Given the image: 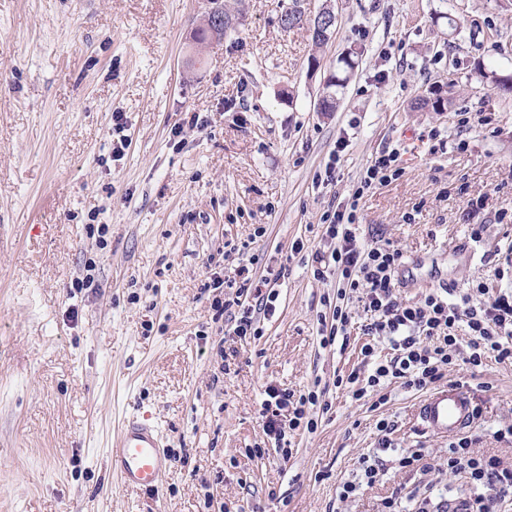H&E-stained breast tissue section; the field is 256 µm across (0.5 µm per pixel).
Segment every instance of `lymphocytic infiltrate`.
Masks as SVG:
<instances>
[{"label": "lymphocytic infiltrate", "instance_id": "1", "mask_svg": "<svg viewBox=\"0 0 512 512\" xmlns=\"http://www.w3.org/2000/svg\"><path fill=\"white\" fill-rule=\"evenodd\" d=\"M401 174L399 149L377 152L348 196L322 214V237L328 246L311 254L314 279L336 281V299L329 306L331 316L320 329L322 344L331 345L337 337L347 336L351 323L348 302L354 298L369 315L362 327L364 335L385 338L391 345L392 355L384 359L376 357L373 346H363L364 357L373 361L367 379H360L355 372L337 377V387L351 389L358 400L392 382L417 391L429 389L446 377L449 365L458 360L454 352L461 344L466 351L460 360L470 369L483 367L489 360L512 362L511 288L489 298L481 283L460 296L445 285L410 303L399 293L402 251L388 243L371 247L360 243L357 212L362 198ZM287 273L288 266L282 263L267 267L256 279L243 265L237 268L235 278L213 281V288L226 290L214 306L223 314L229 335L242 339L261 335L260 320L275 312V286ZM463 334L468 337L464 344L459 341ZM318 402L317 392L296 396L288 389L267 385L260 412L262 427L282 458L292 454L289 435L316 431L318 421L308 410ZM473 443L469 436L449 443L448 468L467 473L475 485L477 493L468 501L470 512H500L501 501L512 491V466L493 456L474 454Z\"/></svg>", "mask_w": 512, "mask_h": 512}]
</instances>
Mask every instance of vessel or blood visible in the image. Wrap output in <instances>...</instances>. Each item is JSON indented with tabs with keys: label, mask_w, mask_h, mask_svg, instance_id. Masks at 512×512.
Here are the masks:
<instances>
[{
	"label": "vessel or blood",
	"mask_w": 512,
	"mask_h": 512,
	"mask_svg": "<svg viewBox=\"0 0 512 512\" xmlns=\"http://www.w3.org/2000/svg\"><path fill=\"white\" fill-rule=\"evenodd\" d=\"M417 416L426 432L439 437L458 434L473 420V403L460 389L433 390L420 402ZM113 474L122 486L154 494L172 459L156 423L132 414L125 417L108 450Z\"/></svg>",
	"instance_id": "b4317fda"
}]
</instances>
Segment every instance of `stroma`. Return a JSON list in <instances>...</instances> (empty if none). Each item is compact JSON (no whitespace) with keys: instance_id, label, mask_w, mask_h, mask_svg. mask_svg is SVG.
<instances>
[{"instance_id":"obj_1","label":"stroma","mask_w":512,"mask_h":512,"mask_svg":"<svg viewBox=\"0 0 512 512\" xmlns=\"http://www.w3.org/2000/svg\"><path fill=\"white\" fill-rule=\"evenodd\" d=\"M288 3L232 0V26L201 52L192 33L212 0H0V512H148L151 496L124 489L108 460L130 413L168 440L164 512H382L393 495L414 512L472 491L446 466L447 440L420 430L421 392L390 384L374 410L336 387L364 367L366 315L350 300L346 343L322 345L336 282L314 280L310 256L322 213L395 146L404 173L364 197L358 236L424 261L402 298L445 280L507 287L496 253L512 244V96L487 74L512 75V0H305L307 15H336L320 49L282 27ZM350 51L359 64L322 112ZM434 94L445 111L422 106ZM464 112L466 148L434 149L430 130L456 135ZM342 136L338 181L319 185ZM282 261L262 335H227L212 276ZM444 383L481 410L474 451L512 464V441L495 436L512 425V364L456 365ZM270 384L329 405L286 460L258 414ZM381 418L396 424L387 452ZM418 448L424 470L399 468ZM365 457L383 463L371 485ZM346 482L359 489L343 501Z\"/></svg>"}]
</instances>
